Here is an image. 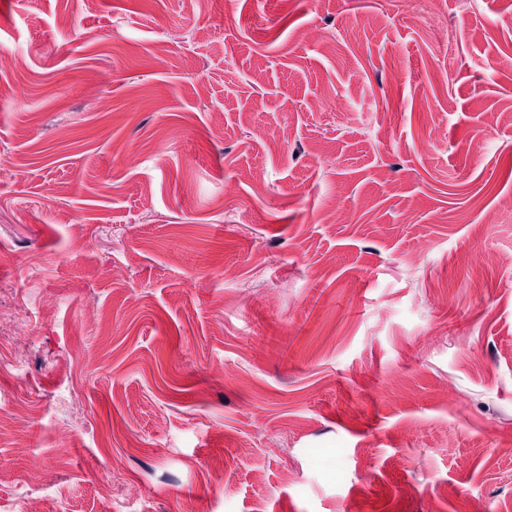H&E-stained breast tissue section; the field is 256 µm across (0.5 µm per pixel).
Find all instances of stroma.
<instances>
[{
	"label": "stroma",
	"mask_w": 512,
	"mask_h": 512,
	"mask_svg": "<svg viewBox=\"0 0 512 512\" xmlns=\"http://www.w3.org/2000/svg\"><path fill=\"white\" fill-rule=\"evenodd\" d=\"M458 2L0 0L8 512H512V0ZM24 319L4 315L0 312V350L10 351L13 349V359L20 360L21 350L20 344L17 342V330L24 326Z\"/></svg>",
	"instance_id": "35a3bbf8"
}]
</instances>
